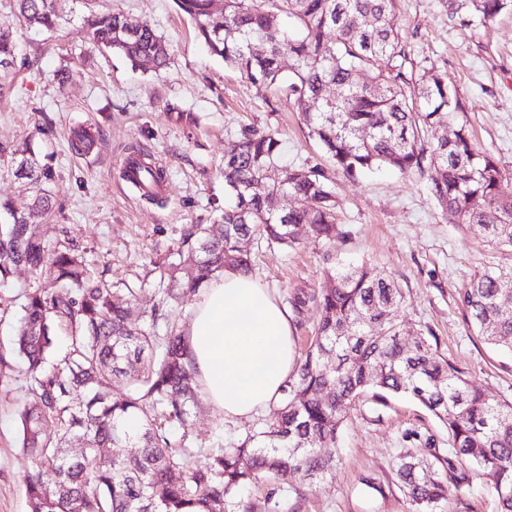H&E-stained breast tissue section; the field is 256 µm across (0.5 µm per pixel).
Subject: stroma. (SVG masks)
<instances>
[{
	"instance_id": "35a3bbf8",
	"label": "stroma",
	"mask_w": 512,
	"mask_h": 512,
	"mask_svg": "<svg viewBox=\"0 0 512 512\" xmlns=\"http://www.w3.org/2000/svg\"><path fill=\"white\" fill-rule=\"evenodd\" d=\"M450 0H397L396 19L415 76L439 73L455 87L479 148L512 172V11L494 21L462 24ZM68 24L56 31L28 27L0 0V24L18 45L12 81L0 94V145L31 143L52 177L44 185L53 207L35 214L49 249L80 253L96 278L114 288H137L138 311L151 310L161 286L159 268L173 261L189 225L214 223L227 206L224 149L249 128L273 130L280 162L322 168L332 181L346 233L335 246L302 240L295 248L244 241L253 277L279 299L320 290L336 262L368 260L404 290L401 316L407 337L432 329L441 353L464 368L471 382L512 401V355L495 350L473 330L457 303L469 276L499 263L500 255L464 226L451 224L418 176L382 169L355 179L336 171L308 138L287 90L241 79L212 56L175 0H62ZM122 13L155 29L168 45L164 68L138 69L123 56L95 49L80 35L89 13ZM90 128L93 149L74 151L77 130ZM138 152L166 170L159 201L141 198L119 174ZM34 276L23 266L0 280V512H29L24 477L33 467L21 446L17 412L28 399L23 362L11 351L14 329ZM261 422L229 420L198 402L188 431L175 428L197 461L230 447ZM448 433L407 396L387 405L354 400L339 434V461L327 479L303 494L262 480L242 500L254 512H413L394 485L397 457L411 451L447 454ZM442 512H500L480 477L452 492Z\"/></svg>"
}]
</instances>
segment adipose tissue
Masks as SVG:
<instances>
[{
    "label": "adipose tissue",
    "mask_w": 512,
    "mask_h": 512,
    "mask_svg": "<svg viewBox=\"0 0 512 512\" xmlns=\"http://www.w3.org/2000/svg\"><path fill=\"white\" fill-rule=\"evenodd\" d=\"M202 396L225 418L248 419L279 402L296 363L276 294L233 269L206 284L184 327Z\"/></svg>",
    "instance_id": "obj_1"
}]
</instances>
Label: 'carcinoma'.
Returning <instances> with one entry per match:
<instances>
[{
  "label": "carcinoma",
  "mask_w": 512,
  "mask_h": 512,
  "mask_svg": "<svg viewBox=\"0 0 512 512\" xmlns=\"http://www.w3.org/2000/svg\"><path fill=\"white\" fill-rule=\"evenodd\" d=\"M28 25L53 30L65 22L61 0H16ZM396 0H176L195 23L209 52L251 83L286 87L308 130L336 170L356 178L381 167L401 175H428L429 191L452 224L512 251V174L479 150L465 123L456 89L432 74L417 79L395 18ZM454 13L486 23L512 9V0H459ZM83 38L132 64L161 69L168 47L149 26L120 14L83 19ZM16 43L0 28V63L15 61ZM17 156L16 174L38 186L49 179L34 149L0 146ZM280 140L249 131L224 151V186L233 205L216 224H193L182 239L184 273L159 289L152 324L133 318L135 288H110L91 277L70 248L49 253L33 210L52 207L36 195L27 207L0 205V280L23 265L51 279L53 290L32 289L14 340L26 362L31 399L19 411L21 447L36 470L25 478L31 512H225L236 492L262 478L301 493L336 468L339 429L348 405L369 394L385 404L408 396L446 428L448 455L399 456L395 484L416 512H438L452 491L482 476L495 490L500 512H512V401L471 385L467 372L444 356L431 337L402 340L403 291L390 274L363 261L326 271V285L297 295L321 315L296 377L289 380L276 416L204 462L175 448L166 426H186L200 384L186 358L178 324L164 335L162 312L233 268L251 272L245 238L292 247L298 227L317 243L341 237L338 202L325 172L278 164ZM163 168L141 163L134 185L146 195L165 181ZM282 193L295 205L269 208ZM512 264L473 274L457 292L475 328L489 344L512 351ZM69 348L48 364L59 325ZM331 355L336 362L328 364ZM128 389L112 397V380Z\"/></svg>",
  "instance_id": "cac0c4a2"
}]
</instances>
